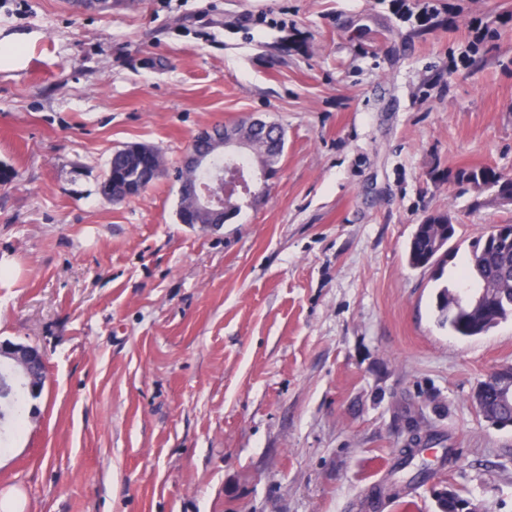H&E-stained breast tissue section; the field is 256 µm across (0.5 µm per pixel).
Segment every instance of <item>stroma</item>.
<instances>
[{"mask_svg":"<svg viewBox=\"0 0 512 512\" xmlns=\"http://www.w3.org/2000/svg\"><path fill=\"white\" fill-rule=\"evenodd\" d=\"M246 116L286 132L270 192L180 223L172 167ZM133 143L170 172L115 203ZM1 166L0 343L47 370L0 449L24 512H363L414 425L455 461L381 512L445 488L512 512V426L473 401L512 319L463 337L436 310L512 224L456 177L512 178V0H0ZM439 212L440 276L407 261Z\"/></svg>","mask_w":512,"mask_h":512,"instance_id":"35a3bbf8","label":"stroma"}]
</instances>
